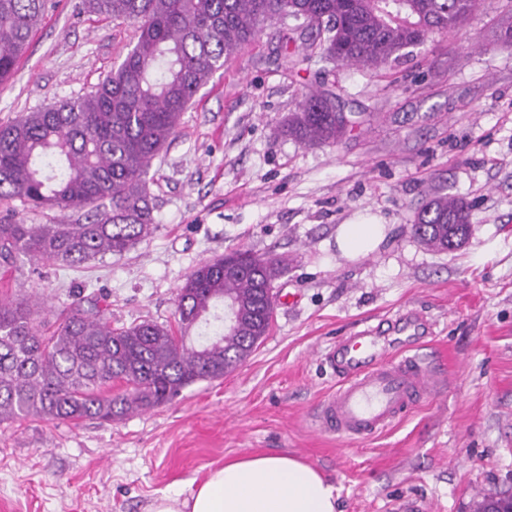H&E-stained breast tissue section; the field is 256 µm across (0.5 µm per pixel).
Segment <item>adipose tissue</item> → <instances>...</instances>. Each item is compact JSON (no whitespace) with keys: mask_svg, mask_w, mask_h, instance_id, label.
I'll list each match as a JSON object with an SVG mask.
<instances>
[{"mask_svg":"<svg viewBox=\"0 0 512 512\" xmlns=\"http://www.w3.org/2000/svg\"><path fill=\"white\" fill-rule=\"evenodd\" d=\"M386 227L373 216L339 225L336 247L355 260L377 249ZM336 487L318 470L283 454H255L213 469L189 494L166 492L148 512H338Z\"/></svg>","mask_w":512,"mask_h":512,"instance_id":"adipose-tissue-1","label":"adipose tissue"}]
</instances>
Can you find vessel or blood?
Segmentation results:
<instances>
[{"label": "vessel or blood", "mask_w": 512, "mask_h": 512, "mask_svg": "<svg viewBox=\"0 0 512 512\" xmlns=\"http://www.w3.org/2000/svg\"><path fill=\"white\" fill-rule=\"evenodd\" d=\"M343 374L336 390L320 402L313 421L325 434L347 440L384 432L420 399L434 390L439 376L418 355L384 358L366 328L332 346L325 354Z\"/></svg>", "instance_id": "obj_1"}]
</instances>
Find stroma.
Segmentation results:
<instances>
[{
    "label": "stroma",
    "mask_w": 512,
    "mask_h": 512,
    "mask_svg": "<svg viewBox=\"0 0 512 512\" xmlns=\"http://www.w3.org/2000/svg\"><path fill=\"white\" fill-rule=\"evenodd\" d=\"M512 0H487L467 26L378 70L259 36L216 71L153 162L151 232L123 255L80 266L21 261L0 299L40 298L55 320L96 294L113 327H177V292L201 262L236 249L282 257L272 328L250 358L172 401L107 424L0 423V512H147L211 468L285 453L334 485L340 512H476L512 495V46L498 39ZM136 28L59 0L0 83V125L92 90ZM333 96L358 123L308 147L282 126L303 95ZM437 193L464 199L471 233L431 250L410 232ZM369 212L386 226L367 256L336 229ZM430 325L419 348L440 383L383 433L354 442L313 415L341 376L326 350L403 309Z\"/></svg>",
    "instance_id": "35a3bbf8"
}]
</instances>
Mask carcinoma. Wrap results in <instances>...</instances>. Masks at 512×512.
<instances>
[{
    "label": "carcinoma",
    "mask_w": 512,
    "mask_h": 512,
    "mask_svg": "<svg viewBox=\"0 0 512 512\" xmlns=\"http://www.w3.org/2000/svg\"><path fill=\"white\" fill-rule=\"evenodd\" d=\"M53 0H0V82L15 70L33 29ZM91 13L137 25L130 54L93 90L0 126V200L29 210H83L77 224H26L0 217V271L21 259L78 266L122 254L155 223L148 191L152 161L165 149L201 87L241 46L270 30L281 43L300 39L324 57L377 70L430 36L460 31L484 0H82ZM291 11L303 25L287 29ZM352 121L325 95L310 93L282 132L307 146H333ZM471 211L441 194L418 212L411 231L446 251L470 233ZM200 263L179 288L180 335L142 322L112 328L106 308L83 293L45 334L27 299L0 300V422L94 419L112 423L170 402L186 387L224 377L267 336L273 298L264 287L284 260L250 251ZM235 303L237 325L207 319L218 301ZM205 324L204 344L186 333ZM123 389L112 392V383Z\"/></svg>",
    "instance_id": "cac0c4a2"
}]
</instances>
